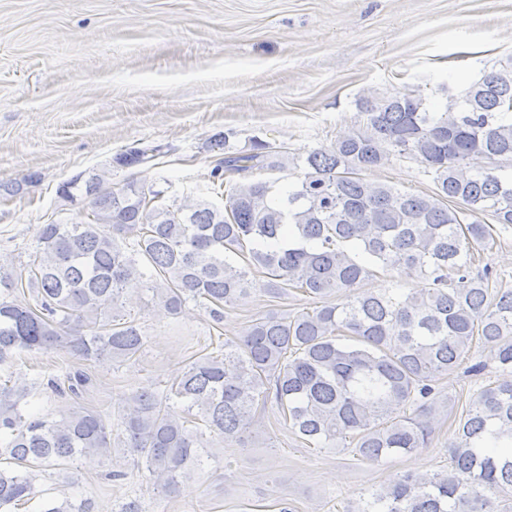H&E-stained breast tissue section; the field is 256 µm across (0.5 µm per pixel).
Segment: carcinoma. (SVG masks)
Segmentation results:
<instances>
[{
    "instance_id": "1",
    "label": "carcinoma",
    "mask_w": 512,
    "mask_h": 512,
    "mask_svg": "<svg viewBox=\"0 0 512 512\" xmlns=\"http://www.w3.org/2000/svg\"><path fill=\"white\" fill-rule=\"evenodd\" d=\"M426 103L418 91L357 96L350 133L296 159V181L279 200L272 182L245 179L285 168L284 151L259 137L246 150L218 138L224 159L209 181L223 190L221 206L165 204L161 190L115 188L93 172L62 183V199H88L87 221L44 224L26 262H0V285L34 298L0 295V364L35 350L132 359L146 343L121 311L132 293H151L171 318L193 301L218 326L258 289H294L317 304L260 315L224 352L190 361L163 393L129 397L117 427L147 486L175 493L212 448L251 433L259 405L303 442L350 448L368 462L428 447L448 415L438 377L461 365L474 340L512 371V291L493 293L490 272L471 273L474 251L492 240L483 218L512 224V63L447 93L439 111ZM156 152L132 148L114 162L138 166ZM394 158L420 162L434 190L411 194L360 176ZM380 274L415 275L428 287L359 291ZM67 382L76 396L91 378L76 370ZM28 395L24 384H0V445L12 465L0 468V512L37 497L32 467L112 455V424L98 411L75 403L57 418L29 417ZM450 454L448 472L391 480L362 512H497L491 495L512 490V381L471 397ZM94 509L84 498L38 512Z\"/></svg>"
}]
</instances>
